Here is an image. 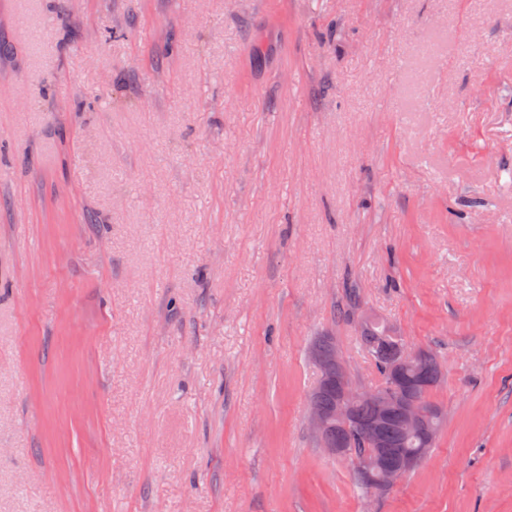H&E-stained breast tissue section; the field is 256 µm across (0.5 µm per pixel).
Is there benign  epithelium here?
Instances as JSON below:
<instances>
[{"label":"benign epithelium","mask_w":512,"mask_h":512,"mask_svg":"<svg viewBox=\"0 0 512 512\" xmlns=\"http://www.w3.org/2000/svg\"><path fill=\"white\" fill-rule=\"evenodd\" d=\"M419 357V352L403 347L394 364L387 384L376 388H365L358 385L351 374L341 353L330 359H323L317 351H310V359L320 370V382L316 390L308 398V421L312 434L323 437L331 428L336 426L356 430L367 444V452L355 457L348 448H322V452L332 458L348 459L352 468L364 476L368 487L369 497L377 498L392 491L402 478L419 465L416 456L401 455L393 463L383 460L384 454L379 449L385 447L380 430L386 421L388 412L396 408L400 413V426L406 432H421L427 440L433 439V431L429 428V412L416 400H407L399 393L400 370L405 363ZM336 385L339 397L336 409L327 413L317 403L316 395L326 385ZM361 398L378 400L382 413L369 424L359 425L354 419L352 402Z\"/></svg>","instance_id":"1"}]
</instances>
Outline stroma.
I'll return each mask as SVG.
<instances>
[{"label":"stroma","mask_w":512,"mask_h":512,"mask_svg":"<svg viewBox=\"0 0 512 512\" xmlns=\"http://www.w3.org/2000/svg\"><path fill=\"white\" fill-rule=\"evenodd\" d=\"M352 294L444 373L375 500ZM0 512H512V0H0ZM358 333L357 342L360 349L368 356L382 383L387 380V384L376 388L358 385L342 354L336 348L333 336L326 334L318 336L311 347L317 348L321 356L316 350H311L310 359L318 366L321 377L315 391L310 393L308 398V421L312 434L316 438H322L336 419L335 425L325 439L329 446H336V448L323 445L320 449L329 457L349 459L352 463L351 468L364 476L368 491L359 476L352 470V479L357 488L363 495L368 492V497L378 498L392 491L408 472L419 465L417 456L423 462L427 449L429 448L428 452H430L434 448L435 443H425L420 434L402 432L401 428L406 432H421L427 440L433 439V431L428 424L429 412L415 399L407 400L402 395L420 399L428 409L433 411L430 423L436 427L437 439L443 424L444 413L442 408L431 401L430 390L441 383L443 371L437 355L432 350H424V354L418 358L419 352L408 348L402 336L397 335L399 336L397 339L392 337L396 335L393 331L386 329L384 321L365 324L359 327ZM398 344L405 346L400 350L397 362L387 379V370ZM333 355L336 356L327 359ZM411 360L413 361L410 362ZM406 362L410 363L404 366ZM401 368L402 395L398 390ZM438 376L441 377L429 379ZM424 380L426 381L423 387L430 390L412 385L415 381ZM335 383L336 387L331 385ZM325 385L329 386L324 387ZM336 388L339 393L338 399ZM354 400L357 401L353 403L352 412ZM321 406L327 412L335 408L336 410L326 413ZM393 408L398 410H392L387 418L388 412ZM354 416L359 424L365 425H358ZM370 421L372 422L369 423ZM336 428L354 429L364 439L355 431ZM365 442L368 446L367 452L356 458L349 448H352L356 455H360L364 451ZM378 448H386L390 451L387 457L389 462H393L396 454L400 452L415 456L400 455L394 463L390 464L383 460L382 457L386 454L380 453Z\"/></svg>","instance_id":"obj_1"}]
</instances>
